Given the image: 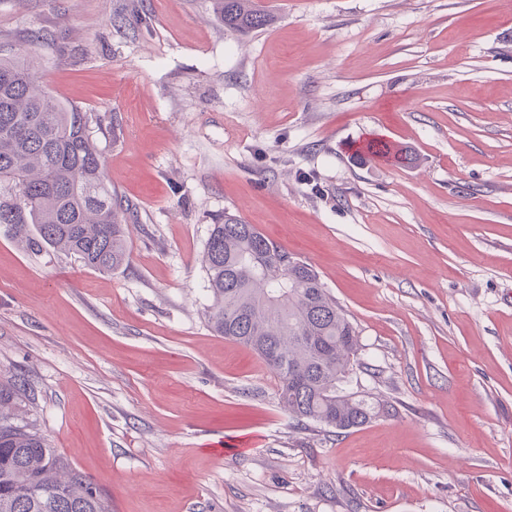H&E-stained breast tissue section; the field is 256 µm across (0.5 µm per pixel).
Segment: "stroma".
<instances>
[{"label":"stroma","mask_w":512,"mask_h":512,"mask_svg":"<svg viewBox=\"0 0 512 512\" xmlns=\"http://www.w3.org/2000/svg\"><path fill=\"white\" fill-rule=\"evenodd\" d=\"M264 2L243 36L214 0H0L136 215L108 272L0 228V383L112 512H512V0ZM226 214L314 267L386 412L299 424L210 329Z\"/></svg>","instance_id":"1"}]
</instances>
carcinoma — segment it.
<instances>
[{
	"label": "carcinoma",
	"mask_w": 512,
	"mask_h": 512,
	"mask_svg": "<svg viewBox=\"0 0 512 512\" xmlns=\"http://www.w3.org/2000/svg\"><path fill=\"white\" fill-rule=\"evenodd\" d=\"M224 27L270 25L256 0H216ZM28 47L0 57V226L25 248L111 271L128 260L130 211L104 182L92 116L37 85ZM208 323L255 351L279 378L280 404L299 422L347 431L382 406L343 387L358 333L312 265L231 215L213 224L202 256ZM26 381L0 384V512H111L103 492L15 414Z\"/></svg>",
	"instance_id": "obj_1"
}]
</instances>
